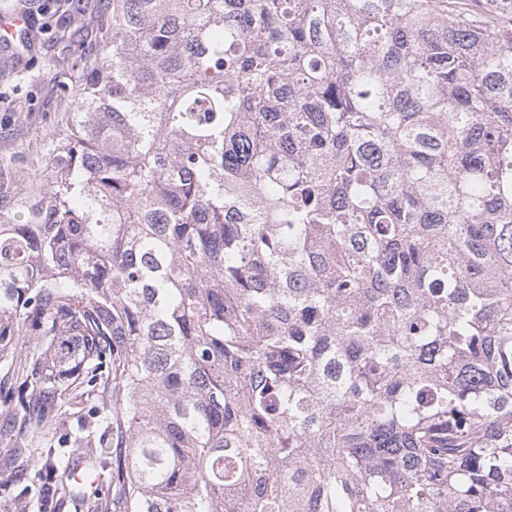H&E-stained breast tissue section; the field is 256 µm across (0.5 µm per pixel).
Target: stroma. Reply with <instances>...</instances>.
Here are the masks:
<instances>
[{
    "label": "stroma",
    "instance_id": "1",
    "mask_svg": "<svg viewBox=\"0 0 512 512\" xmlns=\"http://www.w3.org/2000/svg\"><path fill=\"white\" fill-rule=\"evenodd\" d=\"M17 11L31 19L29 46L19 55L0 54V159L35 157L46 134L72 111L80 69L65 43L55 40L54 22H70L73 38L92 42L101 23L90 12H71L68 0H0V15Z\"/></svg>",
    "mask_w": 512,
    "mask_h": 512
}]
</instances>
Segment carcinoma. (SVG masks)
<instances>
[{"mask_svg":"<svg viewBox=\"0 0 512 512\" xmlns=\"http://www.w3.org/2000/svg\"><path fill=\"white\" fill-rule=\"evenodd\" d=\"M88 9L48 178L0 162V470L75 497L71 440L96 512H512V0Z\"/></svg>","mask_w":512,"mask_h":512,"instance_id":"1","label":"carcinoma"}]
</instances>
